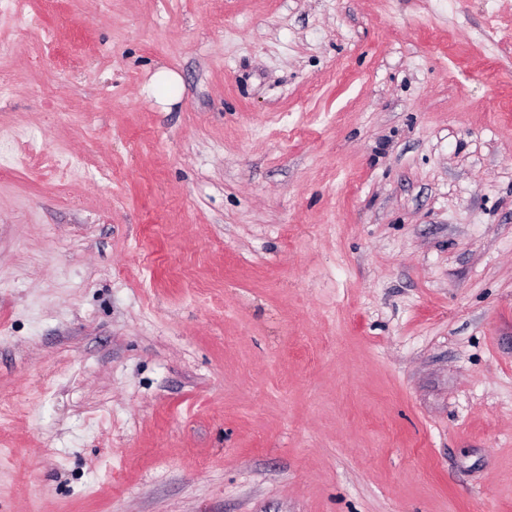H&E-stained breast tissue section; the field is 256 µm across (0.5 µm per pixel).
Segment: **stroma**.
I'll list each match as a JSON object with an SVG mask.
<instances>
[{
	"mask_svg": "<svg viewBox=\"0 0 512 512\" xmlns=\"http://www.w3.org/2000/svg\"><path fill=\"white\" fill-rule=\"evenodd\" d=\"M0 71V512H512V0H22Z\"/></svg>",
	"mask_w": 512,
	"mask_h": 512,
	"instance_id": "stroma-1",
	"label": "stroma"
}]
</instances>
